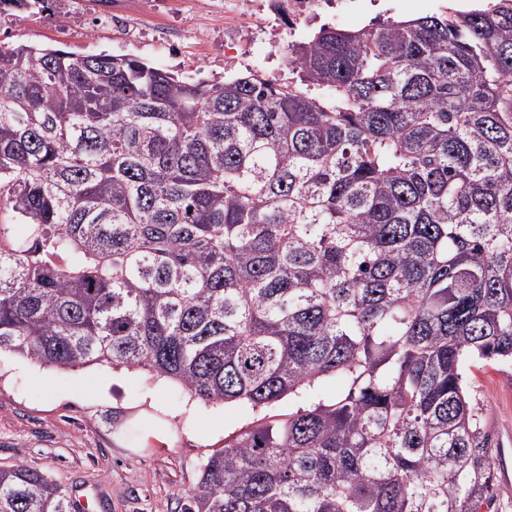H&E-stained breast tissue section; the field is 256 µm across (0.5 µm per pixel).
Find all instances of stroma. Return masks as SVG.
I'll return each instance as SVG.
<instances>
[{
	"instance_id": "1",
	"label": "stroma",
	"mask_w": 512,
	"mask_h": 512,
	"mask_svg": "<svg viewBox=\"0 0 512 512\" xmlns=\"http://www.w3.org/2000/svg\"><path fill=\"white\" fill-rule=\"evenodd\" d=\"M288 2L50 0L39 12L0 15V43L131 55L187 80L252 72L283 83L297 78L289 45L321 26L359 31L378 18L441 16L496 0H319L299 18ZM467 382L491 441L495 512H512V364L471 369ZM256 418L244 404H192L179 384L141 369H54L0 353V466L102 492L104 512H180L204 460Z\"/></svg>"
}]
</instances>
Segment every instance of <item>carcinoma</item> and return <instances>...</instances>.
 I'll return each instance as SVG.
<instances>
[{
	"label": "carcinoma",
	"instance_id": "cac0c4a2",
	"mask_svg": "<svg viewBox=\"0 0 512 512\" xmlns=\"http://www.w3.org/2000/svg\"><path fill=\"white\" fill-rule=\"evenodd\" d=\"M288 65L206 84L0 44V352L306 401L233 434L184 512H493L464 371L512 363V0L323 27ZM0 512L69 499L0 466Z\"/></svg>",
	"mask_w": 512,
	"mask_h": 512
}]
</instances>
